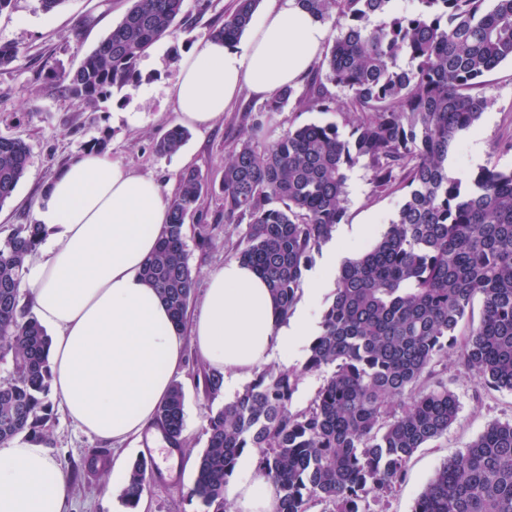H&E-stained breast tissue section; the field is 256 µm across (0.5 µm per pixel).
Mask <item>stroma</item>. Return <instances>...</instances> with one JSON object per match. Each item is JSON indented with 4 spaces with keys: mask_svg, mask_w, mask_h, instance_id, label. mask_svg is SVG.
Instances as JSON below:
<instances>
[{
    "mask_svg": "<svg viewBox=\"0 0 512 512\" xmlns=\"http://www.w3.org/2000/svg\"><path fill=\"white\" fill-rule=\"evenodd\" d=\"M232 2L184 0L186 24L177 25L173 36L147 50L154 65L142 69L140 86L113 92L109 99L94 105L66 96L56 82L46 80L45 74L51 69L77 68L121 20L132 0H65L62 7L51 12L43 11L39 0H12L9 8L0 11V43L19 49L18 58L0 68V136L23 139L31 151L24 178L12 198L0 206V240L16 225L30 220L50 180L100 137L106 138L105 153L112 161L155 178L170 197L176 192L177 173L198 169L204 184L200 210L210 218L223 212L224 158L236 142L247 136L261 99L242 92L211 127L190 128L189 139L174 155H156L151 144L154 137L179 122L173 105L165 100L164 89L174 79L180 59L210 38ZM484 93L493 104L474 132L459 136L448 157L451 171L468 175L485 167L512 168V152L498 149L499 142L512 138V63H503L488 75ZM403 197L400 191L373 193L363 166L349 171L343 233L323 247L305 276L309 284L321 281L322 290L315 298H300L296 312L320 318L334 290L335 276L327 269L329 259L341 261L367 249L386 230ZM245 231V225H228L225 242L205 249L199 246L193 227H186V250L196 276L190 315L200 310L209 273L233 259L232 247ZM448 359L444 378L459 399L458 419L447 435L414 454L405 482L378 512H412L416 498L445 459L463 450L490 423L512 420L511 392L478 385L457 364L456 352H449ZM203 363L195 349H188L174 376L185 394L187 442L175 459L165 445H151L146 437L112 442L88 435L66 416L61 404H54L48 424L49 450L71 477L64 512H125L113 488L112 466L118 462L128 467L150 455L155 456L162 472L149 481L143 497L144 512H202L190 491L196 477V459L206 446L204 429L210 410L194 379L195 369ZM99 448L106 451L101 466L87 469V458Z\"/></svg>",
    "mask_w": 512,
    "mask_h": 512,
    "instance_id": "obj_1",
    "label": "stroma"
}]
</instances>
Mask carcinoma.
<instances>
[{"instance_id": "cac0c4a2", "label": "carcinoma", "mask_w": 512, "mask_h": 512, "mask_svg": "<svg viewBox=\"0 0 512 512\" xmlns=\"http://www.w3.org/2000/svg\"><path fill=\"white\" fill-rule=\"evenodd\" d=\"M390 2L299 0L336 35L308 73L304 94L288 86L259 108L269 120L290 106L353 112L348 132L310 123L263 141L266 122L257 119L224 158V223H247L236 259L264 276L284 320L314 255L346 220V170L361 162L373 193L405 195L381 237L343 261L301 370L268 364L210 411L190 491L203 512H228L224 484L247 449L276 492L278 512H375L402 484L413 455L448 434L458 417V398L434 379L455 347L480 385L512 392V169L467 177L448 170L457 136L490 106L481 92L485 77L512 63V0H418L413 12L393 11ZM259 3L234 0L213 36L236 45ZM182 8L183 0H133L77 69L53 71L51 79L83 102L137 87L138 60L185 22ZM328 82L344 99L333 101ZM187 138L174 126L153 150L173 155ZM28 159L24 140L0 136V205ZM202 188L199 172L179 174L169 224L142 271L180 331L194 287L185 222L199 212ZM42 232L31 219L0 243V360L13 365L0 379V443L20 435L49 440L51 338L21 305L19 289ZM219 234V224L198 218L200 245H213ZM477 300L480 319L460 343L459 327ZM302 374L322 383L297 409ZM195 382L212 401L224 376L201 366ZM184 401L175 383L157 408L154 427L169 448L186 447ZM147 474L144 460L132 464L121 495L127 507L139 504ZM412 512H512V421L488 425L446 459Z\"/></svg>"}]
</instances>
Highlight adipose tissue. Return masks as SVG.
<instances>
[{
    "mask_svg": "<svg viewBox=\"0 0 512 512\" xmlns=\"http://www.w3.org/2000/svg\"><path fill=\"white\" fill-rule=\"evenodd\" d=\"M328 37L327 25L298 0H264L239 45L211 38L185 55L167 95L183 123L210 127L241 89L266 98L297 84ZM169 205L153 178L86 152L55 175L34 211L44 245L23 285L38 321L54 336V390L73 422L106 441L151 428L187 346L231 391L318 333L307 315L280 320L263 277L238 260L210 272L190 336L176 330L164 301L141 277ZM66 495L61 465L47 448L22 436L0 444V512H62ZM224 499L231 512L278 509L273 486L255 475L228 481Z\"/></svg>",
    "mask_w": 512,
    "mask_h": 512,
    "instance_id": "1",
    "label": "adipose tissue"
}]
</instances>
